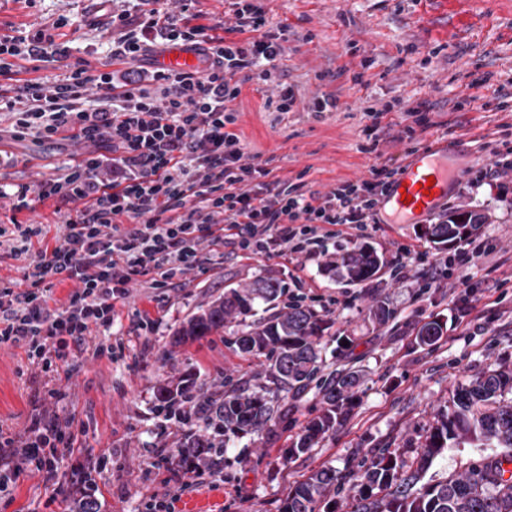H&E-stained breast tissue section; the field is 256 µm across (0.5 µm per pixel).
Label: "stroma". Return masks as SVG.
<instances>
[{"instance_id": "stroma-1", "label": "stroma", "mask_w": 512, "mask_h": 512, "mask_svg": "<svg viewBox=\"0 0 512 512\" xmlns=\"http://www.w3.org/2000/svg\"><path fill=\"white\" fill-rule=\"evenodd\" d=\"M91 0H0V35L16 36L65 15L82 19ZM274 22L288 26V52L278 66L297 102L292 111L268 110V91L245 83L235 102V130L245 153L274 158L279 175L302 177L308 190L326 192L346 180L367 176L376 163L369 153L372 120L368 106L398 100L427 99L436 110L421 146L447 143L462 165L494 162L512 148V112L497 109L488 97L469 99L467 84L484 74L512 91V0H480L470 21L449 27L444 0H270ZM72 59L108 61L112 35L81 28L70 35ZM363 54H351L349 41ZM371 66L362 67V58ZM339 100L333 112L313 111L316 96ZM0 121V186L32 183L54 174L74 152L73 142L16 141ZM465 207L485 214L479 236L496 251L461 268L468 287L424 288L419 282L398 284L380 275L376 284L397 309L395 321L375 325L373 304L363 286L346 285L325 274L324 257L228 256L223 264L186 276L172 291L134 286L130 297L114 306V322L99 337L122 344L117 358H87L73 375L58 373L59 413L74 417L81 431L66 463L111 451L112 460L94 473L93 493L99 512H144L146 498L163 492L168 462L157 451L172 447L175 425L157 409L158 382L178 372L194 371L207 391L225 379L253 381L260 368L242 359L232 344L233 329L194 343L174 345V333L200 307L267 273L290 283L298 276L310 284L308 306L323 300L339 303L331 318L337 334L356 340L351 357L324 350L327 370H354L357 406L330 438L299 457L288 449L293 432L274 428L231 439L224 453L230 482L202 486L185 494L179 512H277L289 487L311 472L332 465H355L373 448L408 451L422 441L437 410L455 386L487 366L512 365V175L480 184L461 173L436 210L406 224H385L365 239L384 257L401 245H414L429 258H446L422 234L448 210ZM471 323L457 327L462 308ZM153 323L149 340L130 335L136 318ZM438 319L443 336L433 345L413 344L415 327ZM23 350L0 347V426L22 429L31 394ZM48 494L37 475L21 479L12 498L0 499V512H65L47 505Z\"/></svg>"}]
</instances>
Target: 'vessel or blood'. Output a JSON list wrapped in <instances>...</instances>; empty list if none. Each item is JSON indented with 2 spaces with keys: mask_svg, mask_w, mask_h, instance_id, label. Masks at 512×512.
Returning a JSON list of instances; mask_svg holds the SVG:
<instances>
[{
  "mask_svg": "<svg viewBox=\"0 0 512 512\" xmlns=\"http://www.w3.org/2000/svg\"><path fill=\"white\" fill-rule=\"evenodd\" d=\"M164 70H192L198 65L196 56L181 46L171 47L157 60ZM454 178L448 169V146L438 143L416 151L406 162L384 198L381 208L390 211V223L399 217H422L447 197Z\"/></svg>",
  "mask_w": 512,
  "mask_h": 512,
  "instance_id": "1",
  "label": "vessel or blood"
}]
</instances>
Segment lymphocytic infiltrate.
Instances as JSON below:
<instances>
[{
    "mask_svg": "<svg viewBox=\"0 0 512 512\" xmlns=\"http://www.w3.org/2000/svg\"><path fill=\"white\" fill-rule=\"evenodd\" d=\"M97 2L112 33L109 70L85 59L68 63L69 48L55 35L71 26L65 16L0 38V112L13 137L53 142L65 133L82 147L51 177L0 189L18 212L50 198L68 208L51 248L42 245L45 225H0L8 257L25 262L24 287L0 286V346L22 349L34 372L23 429H0V495L32 472L55 493L81 495L78 470L63 472L59 453L77 439L74 421L59 415L58 391L41 388L39 377L74 370L89 351L111 355L91 336L111 329L115 301L127 299L139 278L156 289L174 287L188 273L209 270L221 248L247 258L318 256L329 239L352 241L380 226L379 203L400 169L389 155L367 178L310 192L243 151L234 103L244 83L272 87L265 105L273 111L296 103L278 67L285 29L271 22L265 0H231L230 18L218 25L208 23L200 0ZM173 44L195 51L199 67L160 70L153 57ZM50 56L66 61L65 73L19 79L22 63ZM434 109L425 99L374 107L371 129L398 144L411 141L431 128ZM393 111L408 125L388 121ZM60 276L74 289L54 308ZM203 484V470L180 466L175 489L152 494L146 512H173L182 494Z\"/></svg>",
    "mask_w": 512,
    "mask_h": 512,
    "instance_id": "1",
    "label": "lymphocytic infiltrate"
}]
</instances>
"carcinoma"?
I'll return each mask as SVG.
<instances>
[{"mask_svg": "<svg viewBox=\"0 0 512 512\" xmlns=\"http://www.w3.org/2000/svg\"><path fill=\"white\" fill-rule=\"evenodd\" d=\"M461 211L448 210L442 220L429 225L431 234L454 239L453 216ZM384 266L383 255L363 242L336 255L325 271L350 285H364ZM372 293L375 306L370 315L385 324L395 311L377 289ZM285 295L282 280L260 276L242 288L229 289L176 331L177 343L194 341L223 333L226 324L248 315L258 301L277 308L235 339L242 356L258 361L264 382L253 387L229 379L221 389L197 393L196 374L187 372L157 387L159 409L181 427V460L215 466L224 460L230 437L258 434L272 423L287 422L296 408L294 401L312 385L322 392L325 407L302 427L289 455L309 452L349 416L355 406L357 372L322 369L320 347L332 322L301 304L278 306ZM443 333V324L432 320L417 330L414 342L430 346ZM460 443L494 452L442 481L420 484L434 459ZM360 468V474L334 467L314 471L289 488L278 512H336V490L347 483L353 490L351 512H512V366H489L458 385L412 456L396 448H373Z\"/></svg>", "mask_w": 512, "mask_h": 512, "instance_id": "1", "label": "carcinoma"}]
</instances>
